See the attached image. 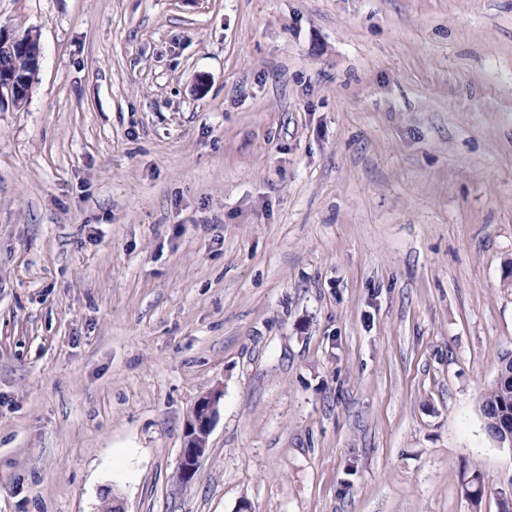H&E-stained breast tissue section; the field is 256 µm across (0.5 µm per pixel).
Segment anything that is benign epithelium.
<instances>
[{"label": "benign epithelium", "mask_w": 512, "mask_h": 512, "mask_svg": "<svg viewBox=\"0 0 512 512\" xmlns=\"http://www.w3.org/2000/svg\"><path fill=\"white\" fill-rule=\"evenodd\" d=\"M18 50L31 52L35 60H40L41 48L36 31L0 28V109L18 108L29 98L33 77L11 71L7 62ZM219 398L217 393L199 398L186 420L179 467L188 482L196 476L205 455L206 447L199 441L208 438L217 420Z\"/></svg>", "instance_id": "obj_1"}]
</instances>
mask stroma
<instances>
[{"instance_id": "obj_1", "label": "stroma", "mask_w": 512, "mask_h": 512, "mask_svg": "<svg viewBox=\"0 0 512 512\" xmlns=\"http://www.w3.org/2000/svg\"><path fill=\"white\" fill-rule=\"evenodd\" d=\"M0 25L41 46L0 112V512L512 508L481 412L512 353V0ZM220 395L211 393L199 398L188 416L184 429V445L180 455L179 467L182 469L186 482L194 479L199 464L206 452V446L199 444L201 439L207 440L218 417V401Z\"/></svg>"}]
</instances>
